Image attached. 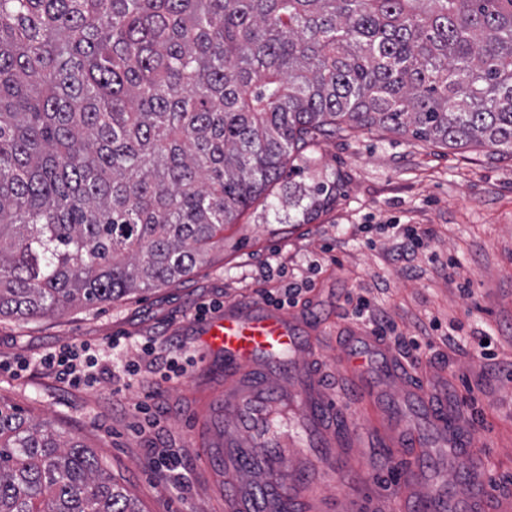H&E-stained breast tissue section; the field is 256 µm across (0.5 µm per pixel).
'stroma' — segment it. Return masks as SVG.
<instances>
[{
	"label": "stroma",
	"mask_w": 512,
	"mask_h": 512,
	"mask_svg": "<svg viewBox=\"0 0 512 512\" xmlns=\"http://www.w3.org/2000/svg\"><path fill=\"white\" fill-rule=\"evenodd\" d=\"M327 184L334 199L311 223H268L269 208L287 215L294 195ZM382 224L432 230L411 275L391 262L394 240L379 233ZM269 264L280 277L265 278ZM291 283L308 289L296 310L304 336L317 340L313 366L336 405L329 428L339 446L334 468L312 452L306 466L286 470L285 483L314 487L321 512H402L398 477L406 467L420 465L459 505L467 490L457 475L479 470L491 512H512V157L484 148L454 150L378 131L321 139L307 162L225 227L223 248L194 274L122 301L0 319V396L90 446L143 512H226L235 487L224 459V361L207 355L190 364L178 347L200 349V304L259 303L263 288ZM360 295L406 336L439 321L432 348L416 353L420 369L384 374L386 361L402 358L374 354L365 324L351 314L350 300ZM453 321L467 334L494 330L496 360L449 346L443 330ZM116 336L124 339L117 348ZM80 341L99 365L76 389L39 360ZM130 363L135 382L114 395ZM413 384L446 393L469 455L442 446L424 406L404 393ZM148 393L168 411L156 427L133 409ZM412 430L427 445L423 457L393 445ZM165 449L179 455L184 484L152 471Z\"/></svg>",
	"instance_id": "35a3bbf8"
}]
</instances>
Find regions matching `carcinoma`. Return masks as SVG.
Returning a JSON list of instances; mask_svg holds the SVG:
<instances>
[{"label":"carcinoma","mask_w":512,"mask_h":512,"mask_svg":"<svg viewBox=\"0 0 512 512\" xmlns=\"http://www.w3.org/2000/svg\"><path fill=\"white\" fill-rule=\"evenodd\" d=\"M355 130L512 156V0H0V318L193 274ZM0 512L140 510L0 401Z\"/></svg>","instance_id":"obj_1"}]
</instances>
